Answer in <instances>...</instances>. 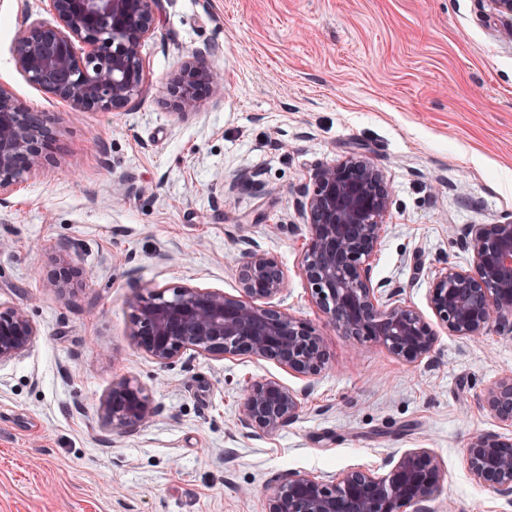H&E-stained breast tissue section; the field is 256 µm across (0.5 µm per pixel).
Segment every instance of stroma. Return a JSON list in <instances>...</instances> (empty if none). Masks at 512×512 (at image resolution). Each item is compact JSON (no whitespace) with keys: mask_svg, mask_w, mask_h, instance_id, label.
I'll return each instance as SVG.
<instances>
[{"mask_svg":"<svg viewBox=\"0 0 512 512\" xmlns=\"http://www.w3.org/2000/svg\"><path fill=\"white\" fill-rule=\"evenodd\" d=\"M28 16L54 20L48 0H0V85L54 140L0 205V305L38 329L0 367V512H265L278 473L378 471L417 448L443 475L432 512H505L466 449L477 432L512 441L482 401L512 375V334L460 338L427 301L435 269L469 260L451 226L512 216V27L490 0H157L143 91L111 111H75L16 69ZM205 47L223 90L179 114L169 82ZM352 153L392 198L372 279L437 334L413 363L336 330L300 271L298 191ZM254 247L288 277L273 308L319 333V375L248 355L162 366L135 345L144 288L241 296L238 259ZM62 256L81 270L64 288ZM125 377L159 412L111 432L100 404ZM264 379L301 402L272 434L238 421Z\"/></svg>","mask_w":512,"mask_h":512,"instance_id":"1","label":"stroma"}]
</instances>
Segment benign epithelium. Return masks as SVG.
<instances>
[{
	"mask_svg": "<svg viewBox=\"0 0 512 512\" xmlns=\"http://www.w3.org/2000/svg\"><path fill=\"white\" fill-rule=\"evenodd\" d=\"M155 0H50L55 24L32 21L13 47L16 68L31 84L75 109L109 111L142 93L141 49L154 31ZM220 89L199 52L185 60L171 91L183 114L196 111L197 88ZM52 132L32 110L0 85V203L38 166ZM308 214L301 273L329 324L347 336L370 339L406 362L428 355L436 333L397 290L372 282L377 251L391 208L384 175L364 155H348L317 168L299 201ZM470 253L467 267L445 264L428 290L438 319L455 335L475 340L494 328L512 334V219L467 224L459 233ZM243 297L190 286L149 290L134 302L131 336L161 365L185 355H250L274 358L305 377L325 366L319 333L307 323L261 301L282 295L287 278L275 257L254 248L240 266ZM37 327L22 308H0V367L22 357ZM484 402L512 423V376L489 387ZM297 394L274 379L252 383L239 414L241 425L270 434L299 417ZM158 412L149 390L123 378L100 406L104 428L130 432ZM468 469L480 484L512 504V442L494 433L474 434ZM385 474L350 469L332 479L286 471L264 489L266 512H430L442 475L426 448L387 459Z\"/></svg>",
	"mask_w": 512,
	"mask_h": 512,
	"instance_id": "7a95c632",
	"label": "benign epithelium"
}]
</instances>
